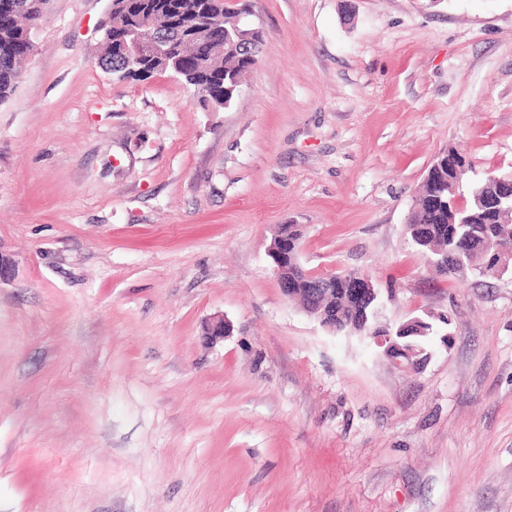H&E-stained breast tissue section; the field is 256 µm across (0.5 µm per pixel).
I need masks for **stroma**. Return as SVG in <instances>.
I'll return each instance as SVG.
<instances>
[{"instance_id":"stroma-1","label":"stroma","mask_w":512,"mask_h":512,"mask_svg":"<svg viewBox=\"0 0 512 512\" xmlns=\"http://www.w3.org/2000/svg\"><path fill=\"white\" fill-rule=\"evenodd\" d=\"M234 103L98 64L111 0H48L0 103V512H512V273L406 234L436 156L512 170V0H229ZM448 320L398 370L267 250ZM216 315L231 334L212 343Z\"/></svg>"}]
</instances>
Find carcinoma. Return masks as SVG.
Returning a JSON list of instances; mask_svg holds the SVG:
<instances>
[{
	"label": "carcinoma",
	"instance_id": "1",
	"mask_svg": "<svg viewBox=\"0 0 512 512\" xmlns=\"http://www.w3.org/2000/svg\"><path fill=\"white\" fill-rule=\"evenodd\" d=\"M47 0H0V102L4 101L20 76V67L32 50L27 27L41 22ZM174 9L163 12L164 33L170 38L168 59L153 62L157 72H174L185 67L196 73L194 80L202 82L196 93L198 102L219 110L225 103L233 104L240 88L242 75L256 63L260 32L242 37L250 29L244 20L245 11L229 9L224 0H174ZM200 26L220 30L216 42H193L186 39L191 30ZM135 24H116L103 32L102 65L112 66V76L119 78L126 60L120 52L123 42L130 40ZM501 190L484 179L463 181L453 194H448V165L429 170L423 184L422 197L412 209L406 225L411 243L435 264L448 261L456 266L479 265L483 262V240L495 234L512 240V223L488 224L474 205V197H499ZM332 320L338 334L356 322L360 306L354 300L335 291L323 295L317 302Z\"/></svg>",
	"mask_w": 512,
	"mask_h": 512
}]
</instances>
